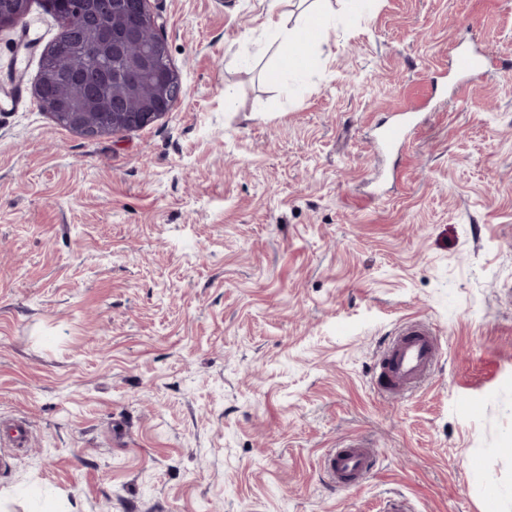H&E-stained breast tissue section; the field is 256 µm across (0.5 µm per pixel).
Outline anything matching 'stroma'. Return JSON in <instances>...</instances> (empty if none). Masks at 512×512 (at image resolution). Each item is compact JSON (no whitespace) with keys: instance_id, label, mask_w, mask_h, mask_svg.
Instances as JSON below:
<instances>
[{"instance_id":"1","label":"stroma","mask_w":512,"mask_h":512,"mask_svg":"<svg viewBox=\"0 0 512 512\" xmlns=\"http://www.w3.org/2000/svg\"><path fill=\"white\" fill-rule=\"evenodd\" d=\"M270 3L151 0L186 94L120 137L35 99L41 0L0 29V512H512V76L456 73L512 60V0H325L285 87L268 18L315 4ZM408 320L440 367L389 398ZM358 436L377 469L330 486ZM493 62V57L484 55H479L478 57L468 52L460 53L456 59L458 69L470 77H474L475 75L483 72L486 68L492 65ZM377 461L378 450L369 440H351L327 450L321 471L329 484L347 487L365 481L376 469Z\"/></svg>"}]
</instances>
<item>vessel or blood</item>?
Returning <instances> with one entry per match:
<instances>
[{
  "instance_id": "b4317fda",
  "label": "vessel or blood",
  "mask_w": 512,
  "mask_h": 512,
  "mask_svg": "<svg viewBox=\"0 0 512 512\" xmlns=\"http://www.w3.org/2000/svg\"><path fill=\"white\" fill-rule=\"evenodd\" d=\"M492 63V57L468 52L460 53L456 59L458 69L470 76L478 75ZM437 362L438 339L433 331L420 323L402 325L380 350L374 386L383 394L414 390L431 375ZM377 461V448L369 440L357 439L328 449L321 471L329 484L347 487L365 481Z\"/></svg>"
}]
</instances>
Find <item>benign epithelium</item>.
<instances>
[{
	"mask_svg": "<svg viewBox=\"0 0 512 512\" xmlns=\"http://www.w3.org/2000/svg\"><path fill=\"white\" fill-rule=\"evenodd\" d=\"M47 8L71 16L88 30L108 16L112 21L123 22L119 35L107 40L99 35L85 45L90 56L122 61L121 70L108 80L94 73L86 76V111L67 112L61 101L46 99L40 86L34 87V96L47 111H58L74 131L87 138L101 135L113 136L148 126L172 111L186 94L178 72L169 68L152 83L151 92L133 104L141 94V81L152 73L161 60L169 58V46L163 36H158L144 50L134 54L123 51V46L140 44L149 31H159V16L150 8V0H49ZM28 12V0H9V7L0 9V28L11 27ZM106 112H101V109Z\"/></svg>",
	"mask_w": 512,
	"mask_h": 512,
	"instance_id": "benign-epithelium-1",
	"label": "benign epithelium"
}]
</instances>
